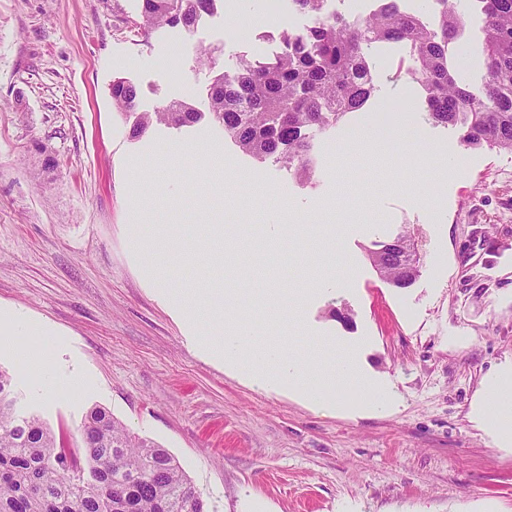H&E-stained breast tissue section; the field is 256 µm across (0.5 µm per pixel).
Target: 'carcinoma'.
I'll return each instance as SVG.
<instances>
[{"mask_svg":"<svg viewBox=\"0 0 512 512\" xmlns=\"http://www.w3.org/2000/svg\"><path fill=\"white\" fill-rule=\"evenodd\" d=\"M216 2L142 0L139 30L147 35L181 25L189 31ZM289 2L310 14L311 24L302 32H281L279 53L243 61L233 76L225 74L212 86L209 116L245 153L261 162L288 163L300 179H310L314 132L336 126L370 99L376 90L371 53L391 42L410 47L409 74L426 93L429 120L460 126L467 148L512 151V0H474L484 15L477 94L449 62L450 45L464 27L449 0H441L434 26L400 11L396 0H379L363 22L325 12V0ZM137 96L131 83H112V101L120 111L133 113ZM202 116L184 101H171L142 114L132 135L144 133L155 119L180 127ZM368 257L398 288L419 275V265L408 266L384 243ZM82 437L86 470L37 415L19 414L11 378L1 370L0 512H206L177 460L133 435L105 409L87 412Z\"/></svg>","mask_w":512,"mask_h":512,"instance_id":"carcinoma-1","label":"carcinoma"}]
</instances>
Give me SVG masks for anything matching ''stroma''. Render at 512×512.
I'll list each match as a JSON object with an SVG mask.
<instances>
[{"instance_id": "stroma-1", "label": "stroma", "mask_w": 512, "mask_h": 512, "mask_svg": "<svg viewBox=\"0 0 512 512\" xmlns=\"http://www.w3.org/2000/svg\"><path fill=\"white\" fill-rule=\"evenodd\" d=\"M266 0L216 8L192 30L133 36L141 0H0V308L32 321L0 329V369L18 408L76 456L87 410L101 406L181 464L208 512H512V447L477 411L512 361V152L470 149L427 120L407 74L409 49L376 50L377 90L316 134V170L257 162L209 119L153 123L132 136L111 87L136 86L138 109L172 100L209 109L215 75L275 43ZM411 101L398 116L393 106ZM399 142H356L379 120ZM179 227L163 287H307L293 265L340 280L301 313L298 347L319 366L360 345L367 373L395 392L365 412L352 392L321 412L288 388L264 391L210 359L221 318L176 320L144 278L130 226L137 212ZM237 224L224 262L200 265L195 225ZM269 224H302L270 241ZM319 224H344L339 245ZM412 232L420 273L396 288L371 266L374 243ZM32 347L57 385L41 386L5 344ZM88 385L66 389L71 373Z\"/></svg>"}]
</instances>
